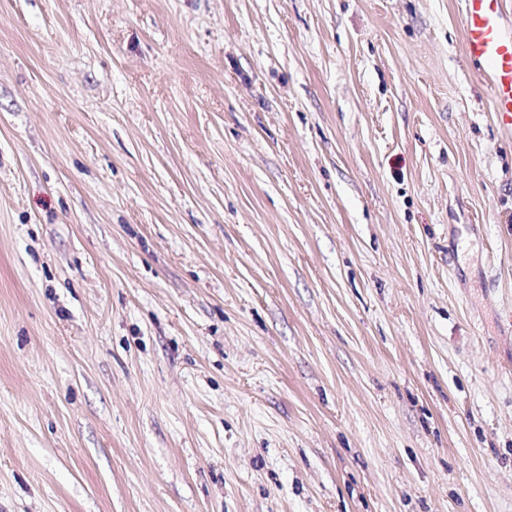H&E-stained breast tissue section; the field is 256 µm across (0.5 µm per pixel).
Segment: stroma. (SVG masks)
Segmentation results:
<instances>
[{
	"instance_id": "obj_1",
	"label": "stroma",
	"mask_w": 512,
	"mask_h": 512,
	"mask_svg": "<svg viewBox=\"0 0 512 512\" xmlns=\"http://www.w3.org/2000/svg\"><path fill=\"white\" fill-rule=\"evenodd\" d=\"M0 512H512L461 0H0Z\"/></svg>"
}]
</instances>
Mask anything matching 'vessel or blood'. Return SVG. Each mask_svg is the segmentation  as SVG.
<instances>
[{"mask_svg":"<svg viewBox=\"0 0 512 512\" xmlns=\"http://www.w3.org/2000/svg\"><path fill=\"white\" fill-rule=\"evenodd\" d=\"M505 0H463L464 52L487 82L500 123L512 129V22Z\"/></svg>","mask_w":512,"mask_h":512,"instance_id":"b4317fda","label":"vessel or blood"}]
</instances>
